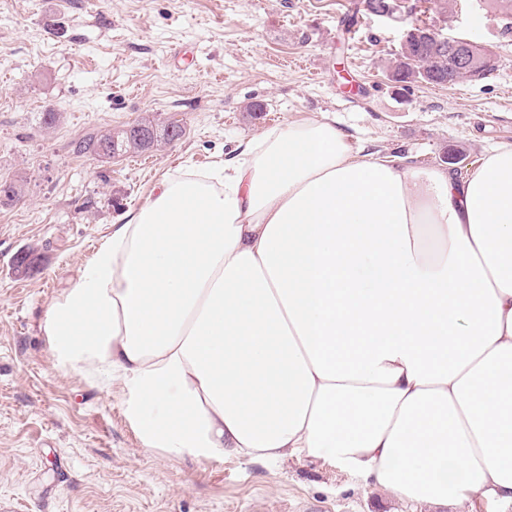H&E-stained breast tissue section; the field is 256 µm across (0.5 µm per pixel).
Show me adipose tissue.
<instances>
[{"instance_id": "1", "label": "adipose tissue", "mask_w": 512, "mask_h": 512, "mask_svg": "<svg viewBox=\"0 0 512 512\" xmlns=\"http://www.w3.org/2000/svg\"><path fill=\"white\" fill-rule=\"evenodd\" d=\"M42 329L145 450L512 498V144L460 182L324 119L269 129L164 179Z\"/></svg>"}]
</instances>
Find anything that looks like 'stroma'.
<instances>
[{"mask_svg":"<svg viewBox=\"0 0 512 512\" xmlns=\"http://www.w3.org/2000/svg\"><path fill=\"white\" fill-rule=\"evenodd\" d=\"M411 23L486 44L499 64L477 82L398 86L389 65ZM143 118L185 133L108 161L77 153ZM316 118L465 178L512 143V29L483 0L454 15L396 0L390 18L363 0H0V182L21 191L0 202V512H512L498 497L405 503L320 459L147 451L115 395L52 364L48 306L160 181ZM28 248L40 263L23 274Z\"/></svg>","mask_w":512,"mask_h":512,"instance_id":"35a3bbf8","label":"stroma"}]
</instances>
